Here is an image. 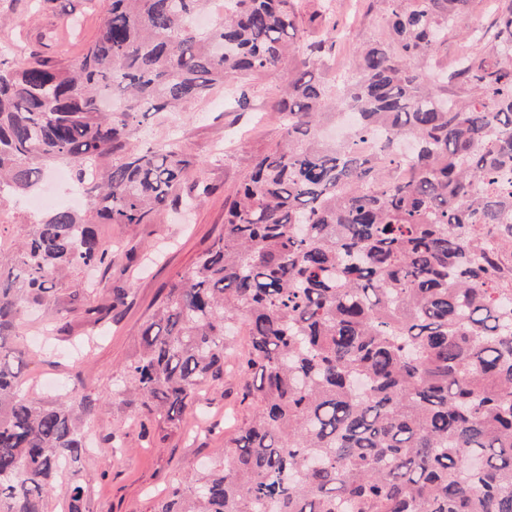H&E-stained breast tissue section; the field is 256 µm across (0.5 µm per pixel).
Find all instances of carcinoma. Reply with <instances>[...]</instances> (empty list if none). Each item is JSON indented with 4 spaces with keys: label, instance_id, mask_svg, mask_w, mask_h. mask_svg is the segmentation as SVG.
Segmentation results:
<instances>
[{
    "label": "carcinoma",
    "instance_id": "cac0c4a2",
    "mask_svg": "<svg viewBox=\"0 0 512 512\" xmlns=\"http://www.w3.org/2000/svg\"><path fill=\"white\" fill-rule=\"evenodd\" d=\"M209 2L108 0L72 65L0 57V206L58 167L87 201L0 245V512H46L57 477L80 470L95 409L74 389L52 405L26 396L19 328L33 311L57 322L68 271L112 267L98 225L157 224L182 199L177 144L126 151L138 119L230 80L246 110L248 81L290 53L280 141L141 325L116 391L144 417L180 415L224 377L242 329L252 410L218 464L149 512H512V0H494L479 51L451 68L436 53L473 0H385L384 36L341 85L319 73L336 22L296 46L299 0H224L200 29ZM346 104L350 139L324 141ZM404 162L416 174L399 181L386 164ZM65 496L83 512L81 485Z\"/></svg>",
    "mask_w": 512,
    "mask_h": 512
}]
</instances>
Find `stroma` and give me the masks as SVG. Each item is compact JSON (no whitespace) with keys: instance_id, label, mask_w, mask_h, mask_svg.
Returning a JSON list of instances; mask_svg holds the SVG:
<instances>
[{"instance_id":"1","label":"stroma","mask_w":512,"mask_h":512,"mask_svg":"<svg viewBox=\"0 0 512 512\" xmlns=\"http://www.w3.org/2000/svg\"><path fill=\"white\" fill-rule=\"evenodd\" d=\"M333 5L339 35L336 57L325 67L329 73L377 37L386 8L384 0ZM105 16L104 0H0V50L11 49L20 63L43 60L65 67L84 53ZM289 70L285 64L251 81L249 111L238 110L227 84L185 112L145 118L129 150L178 142L190 162L188 183L205 181L211 193L192 209H168L157 224L100 225L103 241L119 252L115 263L105 271H69L60 296L68 298L89 283L94 292L79 297L68 325L53 335H44L38 321L22 328L18 342L28 353L24 390L31 398L50 403L77 388L96 401L83 467L78 476L58 478L48 512H66L63 489L73 481L84 489L85 512H146L192 468L218 459L225 417L244 421L243 380L232 364L223 380L202 386L196 409L174 421L159 415L141 421L135 404L113 397L112 383L137 351L141 324L223 233L224 203L255 157L279 141L277 102ZM131 249L137 254L133 262L126 257ZM111 288L126 289L127 302L95 323L87 309L103 304Z\"/></svg>"}]
</instances>
